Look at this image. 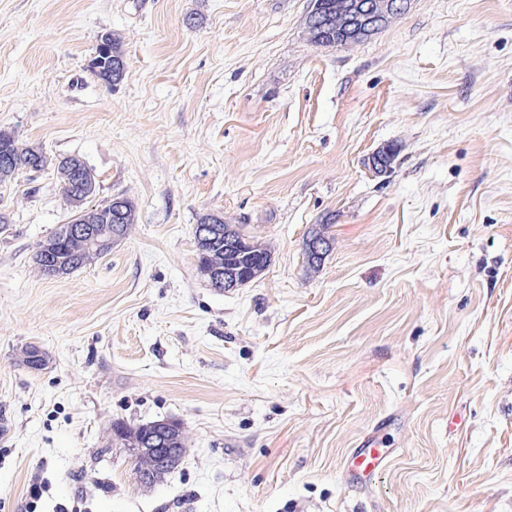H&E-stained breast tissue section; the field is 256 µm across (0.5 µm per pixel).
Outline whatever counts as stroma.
Instances as JSON below:
<instances>
[{"mask_svg": "<svg viewBox=\"0 0 512 512\" xmlns=\"http://www.w3.org/2000/svg\"><path fill=\"white\" fill-rule=\"evenodd\" d=\"M307 3L0 0V130L51 161L0 185V512H512V0H412L346 48ZM70 155L136 222L54 278ZM209 213L264 242L260 279L198 275ZM161 419L187 453L146 489L112 424ZM90 73L109 85H117L124 77L120 43L111 32L100 35L95 55L88 65ZM327 227L328 224H323L321 229L312 231V234L306 237L304 241V254L306 257L307 265L310 269H318L321 266L322 262L324 261L325 257L327 256V254L332 250L334 239L332 236L328 235ZM313 238H317L318 241H324L325 251L323 254L325 255V257L312 259L311 256L309 255V240ZM318 241L311 242V250L315 252V255L320 256L321 249L323 248V246L322 243H319Z\"/></svg>", "mask_w": 512, "mask_h": 512, "instance_id": "1", "label": "stroma"}]
</instances>
